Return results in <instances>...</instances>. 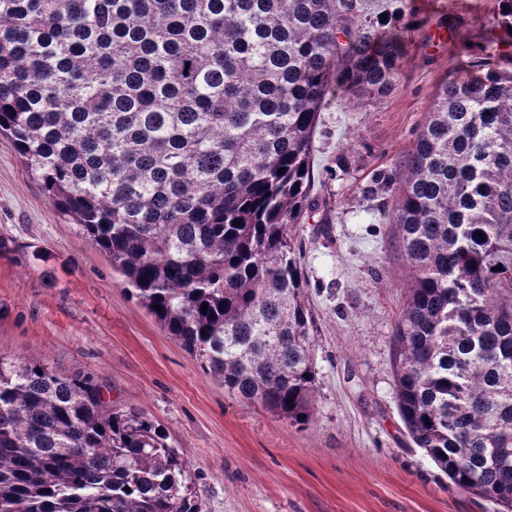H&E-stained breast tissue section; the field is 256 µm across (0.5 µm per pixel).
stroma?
I'll list each match as a JSON object with an SVG mask.
<instances>
[{"instance_id": "obj_1", "label": "stroma", "mask_w": 512, "mask_h": 512, "mask_svg": "<svg viewBox=\"0 0 512 512\" xmlns=\"http://www.w3.org/2000/svg\"><path fill=\"white\" fill-rule=\"evenodd\" d=\"M410 0L417 23L381 29L404 51L396 88L356 108L329 95L315 141L316 209L293 230L316 323V411L289 424L225 392L126 289L123 275L55 210L0 138V356H31L106 387L114 407L161 424L189 465L200 512H498L456 488L409 438L393 377V332L407 285L382 214L394 172L447 75L474 77L469 46L493 33L497 0ZM466 21L441 34L448 14Z\"/></svg>"}]
</instances>
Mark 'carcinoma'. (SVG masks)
<instances>
[{
    "mask_svg": "<svg viewBox=\"0 0 512 512\" xmlns=\"http://www.w3.org/2000/svg\"><path fill=\"white\" fill-rule=\"evenodd\" d=\"M413 19L362 0H0V135L205 373L304 425L315 321L291 229L315 208L319 115L334 88L394 90L404 52L378 29ZM491 58L443 81L403 162L393 376L412 442L512 512V72ZM167 440L92 376L0 356V512H199Z\"/></svg>",
    "mask_w": 512,
    "mask_h": 512,
    "instance_id": "carcinoma-1",
    "label": "carcinoma"
}]
</instances>
